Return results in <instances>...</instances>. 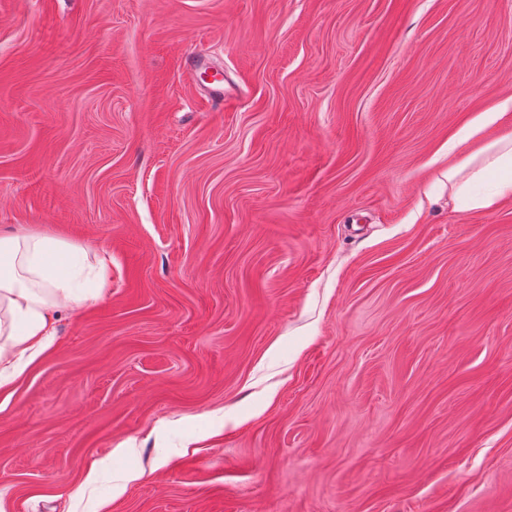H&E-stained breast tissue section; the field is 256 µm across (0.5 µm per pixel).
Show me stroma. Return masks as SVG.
Here are the masks:
<instances>
[{
    "label": "stroma",
    "instance_id": "stroma-1",
    "mask_svg": "<svg viewBox=\"0 0 512 512\" xmlns=\"http://www.w3.org/2000/svg\"><path fill=\"white\" fill-rule=\"evenodd\" d=\"M509 96L512 0H0V236L112 255L0 512H512V199L438 184ZM512 111V97L499 102L484 112L478 113L461 131L459 142L479 139L486 127L496 124L508 112Z\"/></svg>",
    "mask_w": 512,
    "mask_h": 512
}]
</instances>
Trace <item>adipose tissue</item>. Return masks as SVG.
<instances>
[{
    "instance_id": "obj_1",
    "label": "adipose tissue",
    "mask_w": 512,
    "mask_h": 512,
    "mask_svg": "<svg viewBox=\"0 0 512 512\" xmlns=\"http://www.w3.org/2000/svg\"><path fill=\"white\" fill-rule=\"evenodd\" d=\"M448 196L490 210L512 196V133L450 163ZM112 256L88 252L49 235L0 237V387L51 344L59 307L91 299L105 286Z\"/></svg>"
}]
</instances>
